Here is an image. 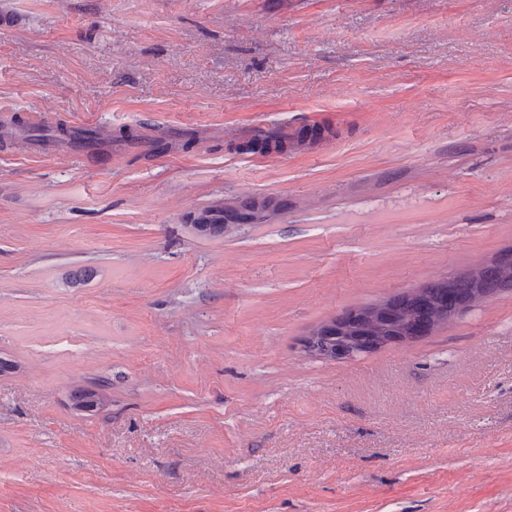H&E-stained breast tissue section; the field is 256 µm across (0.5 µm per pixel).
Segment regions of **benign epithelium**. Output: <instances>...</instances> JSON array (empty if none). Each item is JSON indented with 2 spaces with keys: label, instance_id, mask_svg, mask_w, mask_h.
<instances>
[{
  "label": "benign epithelium",
  "instance_id": "benign-epithelium-1",
  "mask_svg": "<svg viewBox=\"0 0 512 512\" xmlns=\"http://www.w3.org/2000/svg\"><path fill=\"white\" fill-rule=\"evenodd\" d=\"M512 279V252L464 275L438 280L433 293L418 291L404 299L348 309L311 332L303 341L305 352L323 359H351L391 343L426 336L476 302L498 292L483 286L485 275Z\"/></svg>",
  "mask_w": 512,
  "mask_h": 512
}]
</instances>
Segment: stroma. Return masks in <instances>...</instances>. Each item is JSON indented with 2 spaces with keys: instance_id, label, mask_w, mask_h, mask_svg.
Here are the masks:
<instances>
[{
  "instance_id": "obj_1",
  "label": "stroma",
  "mask_w": 512,
  "mask_h": 512,
  "mask_svg": "<svg viewBox=\"0 0 512 512\" xmlns=\"http://www.w3.org/2000/svg\"><path fill=\"white\" fill-rule=\"evenodd\" d=\"M2 16L0 109L144 141L93 163L0 142V512H512V288L410 343L302 347L512 250V0ZM313 125L280 155L237 147ZM245 198L280 207L191 230ZM105 387L104 383H98L94 387H76L70 394L71 408L84 412L99 409L104 401Z\"/></svg>"
}]
</instances>
